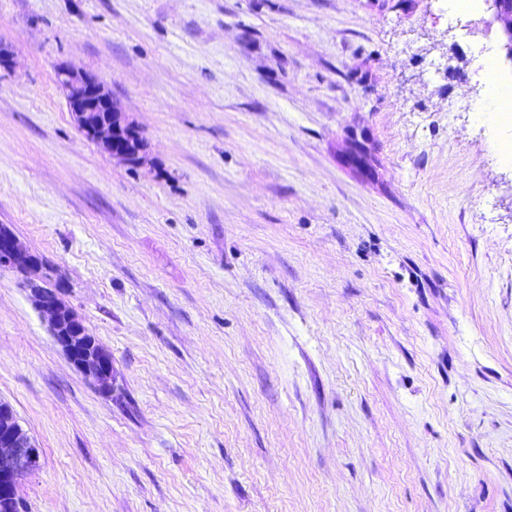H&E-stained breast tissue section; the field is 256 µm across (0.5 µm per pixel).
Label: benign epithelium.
<instances>
[{
	"label": "benign epithelium",
	"instance_id": "7a95c632",
	"mask_svg": "<svg viewBox=\"0 0 512 512\" xmlns=\"http://www.w3.org/2000/svg\"><path fill=\"white\" fill-rule=\"evenodd\" d=\"M495 20L504 36L506 56L512 59V0H491ZM68 111L88 138L110 156L125 164H137L143 153L132 148L133 131L125 126L126 115L112 98L107 82L81 69L58 71ZM20 275L32 302L46 318L48 330L69 362L99 390L112 392V355L102 345H92L82 319L61 298L62 284L46 286L40 257L24 249L17 237L0 225V271ZM36 441L19 422L11 404L0 400V509L14 512L21 481L40 467Z\"/></svg>",
	"mask_w": 512,
	"mask_h": 512
}]
</instances>
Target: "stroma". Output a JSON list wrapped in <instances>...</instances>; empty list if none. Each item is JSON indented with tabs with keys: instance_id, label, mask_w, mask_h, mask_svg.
I'll use <instances>...</instances> for the list:
<instances>
[{
	"instance_id": "1",
	"label": "stroma",
	"mask_w": 512,
	"mask_h": 512,
	"mask_svg": "<svg viewBox=\"0 0 512 512\" xmlns=\"http://www.w3.org/2000/svg\"><path fill=\"white\" fill-rule=\"evenodd\" d=\"M449 2L0 0V224L113 367L106 395L0 273L21 512H512V124L470 75L512 61ZM57 80L78 128L113 158L138 164L143 150L132 148L134 133L125 126L126 115L112 98L107 82L93 72L71 67L60 68Z\"/></svg>"
}]
</instances>
